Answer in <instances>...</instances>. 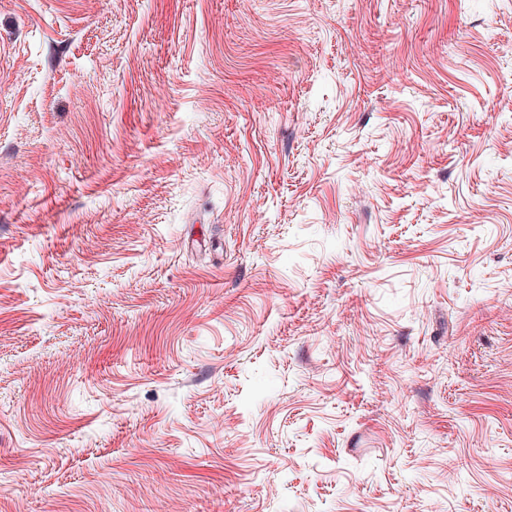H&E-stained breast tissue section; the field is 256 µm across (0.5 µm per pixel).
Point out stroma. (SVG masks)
I'll return each mask as SVG.
<instances>
[{
	"label": "stroma",
	"instance_id": "stroma-1",
	"mask_svg": "<svg viewBox=\"0 0 512 512\" xmlns=\"http://www.w3.org/2000/svg\"><path fill=\"white\" fill-rule=\"evenodd\" d=\"M0 512H512V0H0Z\"/></svg>",
	"mask_w": 512,
	"mask_h": 512
}]
</instances>
